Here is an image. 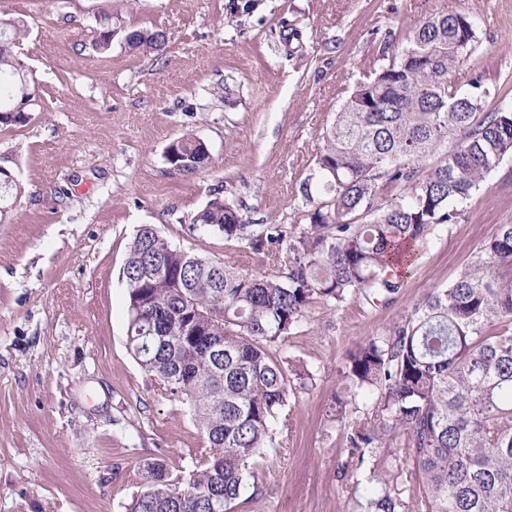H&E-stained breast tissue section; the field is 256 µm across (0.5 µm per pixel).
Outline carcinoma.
Here are the masks:
<instances>
[{
  "mask_svg": "<svg viewBox=\"0 0 512 512\" xmlns=\"http://www.w3.org/2000/svg\"><path fill=\"white\" fill-rule=\"evenodd\" d=\"M134 50L161 51L159 30L123 29ZM25 22L0 21V126L29 96L17 51ZM476 32L468 15L435 13L399 43L390 29L377 58L325 129L324 149L301 184L294 224L253 233L218 193L190 227L246 241L263 257L256 273L172 246L157 228L136 233L122 277L128 348L161 390L189 403L207 446L195 468L172 476L148 466L127 512H234L245 460L273 446L286 425L288 382L313 374L278 352L310 307H340L358 295L389 303L404 264L434 228L455 224L468 200L512 156V109H485L461 91L456 70L472 67ZM166 160L193 173L209 163L202 141H173ZM512 222L495 225L458 276L435 288L383 336L350 353L343 388L328 407L346 442L343 477L353 512H512ZM371 400V418L357 400ZM412 462L416 493L398 489Z\"/></svg>",
  "mask_w": 512,
  "mask_h": 512,
  "instance_id": "obj_1",
  "label": "carcinoma"
}]
</instances>
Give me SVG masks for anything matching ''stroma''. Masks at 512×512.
<instances>
[{
	"label": "stroma",
	"mask_w": 512,
	"mask_h": 512,
	"mask_svg": "<svg viewBox=\"0 0 512 512\" xmlns=\"http://www.w3.org/2000/svg\"><path fill=\"white\" fill-rule=\"evenodd\" d=\"M103 0H0L29 29L20 47L38 103L0 126V167L16 177L0 223V512H126L147 463L191 468L203 439L186 405L161 393L127 348L122 278L137 229L258 272L246 244L191 229L221 193L249 224H291L321 134L388 30L436 12L475 24L487 109L508 104L512 0H112L113 28L160 29L162 53L114 38L94 48ZM183 136L211 160L193 173L165 160ZM512 222V157L458 223L435 228L388 306L358 297L314 304L283 355L312 368L289 397L288 426L246 470L259 493L235 512H351L342 435L326 410L349 351L402 321L454 279L495 225Z\"/></svg>",
	"instance_id": "obj_1"
}]
</instances>
